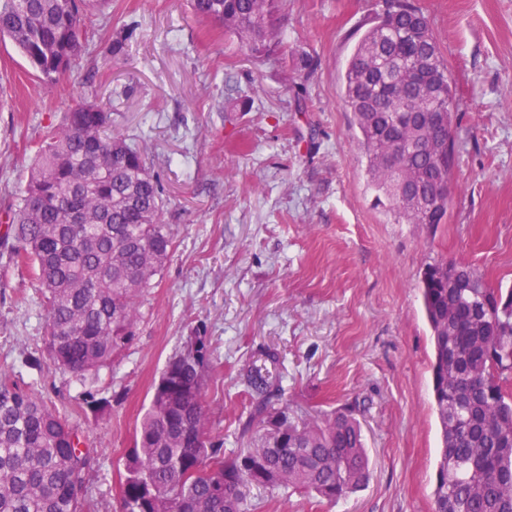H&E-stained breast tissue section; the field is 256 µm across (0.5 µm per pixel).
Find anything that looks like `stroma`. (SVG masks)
Wrapping results in <instances>:
<instances>
[{"mask_svg":"<svg viewBox=\"0 0 512 512\" xmlns=\"http://www.w3.org/2000/svg\"><path fill=\"white\" fill-rule=\"evenodd\" d=\"M452 75L459 161L446 224H397L372 205L342 75L384 0H281L283 45L255 56L188 0H108L82 61L53 84L0 41V212L21 197L37 142L90 90L150 150L173 237L141 303L136 337L79 378L45 349V291L0 246V370L65 414L90 465L95 512H115L119 475L152 385L205 336L209 417L238 446L242 368L272 350L288 396L316 413L358 403L368 485L336 503L288 493L266 512H431L440 429L430 393L424 265L456 260L512 286V0H414ZM129 28L124 56L111 57ZM313 61L297 70L299 56ZM107 399L83 408L86 391Z\"/></svg>","mask_w":512,"mask_h":512,"instance_id":"35a3bbf8","label":"stroma"}]
</instances>
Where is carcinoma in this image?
I'll list each match as a JSON object with an SVG mask.
<instances>
[{"label": "carcinoma", "mask_w": 512, "mask_h": 512, "mask_svg": "<svg viewBox=\"0 0 512 512\" xmlns=\"http://www.w3.org/2000/svg\"><path fill=\"white\" fill-rule=\"evenodd\" d=\"M280 0H191L253 55L279 46ZM94 0H0L8 38L45 82L81 57L94 36ZM377 205L397 224L447 223L433 208L438 181L458 161L452 79L428 17L388 0L343 76ZM0 244L31 264L48 293L46 348L80 376L108 367L136 336L140 299L172 252L149 156L81 100L47 130L24 194L5 211ZM431 331L434 410L442 448L432 512H512V288L474 268L435 260L421 277ZM209 348L197 336L167 364L136 426L120 475L119 512H253L288 491L332 503L371 476L355 406L317 419L295 414L264 365L244 379L247 447L224 453L205 401ZM56 408L0 373V512H92L88 460Z\"/></svg>", "instance_id": "carcinoma-1"}]
</instances>
